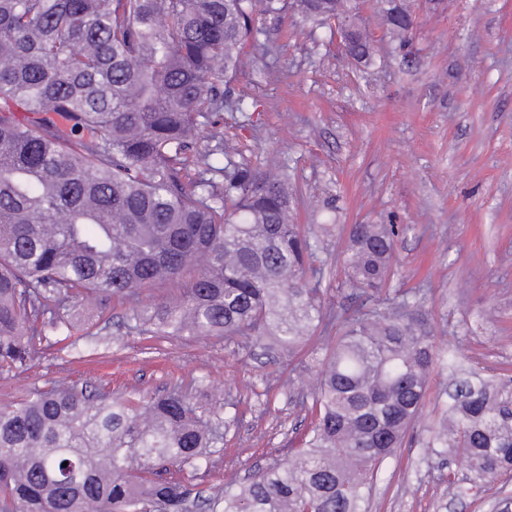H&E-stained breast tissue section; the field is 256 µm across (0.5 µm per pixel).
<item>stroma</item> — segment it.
Returning <instances> with one entry per match:
<instances>
[{
  "mask_svg": "<svg viewBox=\"0 0 512 512\" xmlns=\"http://www.w3.org/2000/svg\"><path fill=\"white\" fill-rule=\"evenodd\" d=\"M405 3L415 24L402 52L363 9L377 40L368 65L342 59L335 25L289 11L269 34L287 77L247 65L234 80L244 110L225 113L224 138L255 170L287 166L296 223L332 225L322 300L335 314L349 317L359 305L342 283L350 225L396 224L391 286L424 289L419 317L443 361L512 368V0ZM245 115L252 124L241 132ZM126 312L97 296L77 299L71 315L97 332L98 350L55 344L26 373H0V408L53 381L115 395L179 382L206 402L229 391L237 418L205 493L287 460L310 422L288 391L266 390L268 379L288 374L287 354L218 337L148 339L129 333ZM480 315L482 329L468 334ZM452 392L448 374L436 373L419 430L384 462L369 512H491L500 491L512 494V481L475 487L458 458L428 448L424 430L446 419ZM446 466L455 483L440 480Z\"/></svg>",
  "mask_w": 512,
  "mask_h": 512,
  "instance_id": "35a3bbf8",
  "label": "stroma"
}]
</instances>
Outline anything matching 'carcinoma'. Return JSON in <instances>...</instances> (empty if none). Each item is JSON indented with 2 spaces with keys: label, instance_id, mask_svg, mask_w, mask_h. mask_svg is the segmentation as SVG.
Masks as SVG:
<instances>
[{
  "label": "carcinoma",
  "instance_id": "carcinoma-1",
  "mask_svg": "<svg viewBox=\"0 0 512 512\" xmlns=\"http://www.w3.org/2000/svg\"><path fill=\"white\" fill-rule=\"evenodd\" d=\"M366 0H0V370L24 373L42 344L93 334L81 295L131 304L129 332L222 336L311 363L290 390L314 422L303 447L205 496L224 417L180 383L112 397L55 382L0 409V512H366L383 462L418 423L435 364L421 290L389 293L397 231L353 224L351 294L380 296L341 323L322 304L317 237L293 223L288 169L259 173L224 149L242 112L244 59L270 68L267 22L292 8L338 23L342 56L374 57ZM397 48L404 0H371ZM183 283L172 302L139 294ZM427 444L492 485L512 471V375L472 373ZM67 466H62V463Z\"/></svg>",
  "mask_w": 512,
  "mask_h": 512
}]
</instances>
